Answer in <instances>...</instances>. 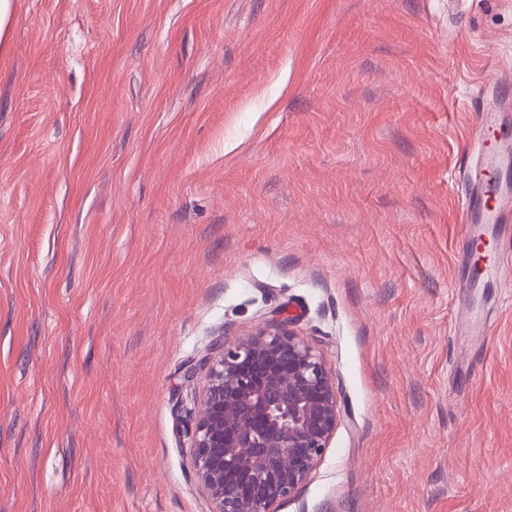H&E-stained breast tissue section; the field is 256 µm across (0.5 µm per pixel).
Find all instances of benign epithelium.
Here are the masks:
<instances>
[{"label":"benign epithelium","mask_w":512,"mask_h":512,"mask_svg":"<svg viewBox=\"0 0 512 512\" xmlns=\"http://www.w3.org/2000/svg\"><path fill=\"white\" fill-rule=\"evenodd\" d=\"M201 373L181 426L211 512H273L306 482L340 421L324 355L280 315L268 330L210 345L185 384Z\"/></svg>","instance_id":"benign-epithelium-1"}]
</instances>
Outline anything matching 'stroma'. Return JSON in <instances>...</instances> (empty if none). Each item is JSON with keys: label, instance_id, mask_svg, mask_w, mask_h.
Wrapping results in <instances>:
<instances>
[{"label": "stroma", "instance_id": "obj_1", "mask_svg": "<svg viewBox=\"0 0 512 512\" xmlns=\"http://www.w3.org/2000/svg\"><path fill=\"white\" fill-rule=\"evenodd\" d=\"M512 0H14L0 512H210L183 370L286 310L341 420L275 512H512V282L474 281Z\"/></svg>", "mask_w": 512, "mask_h": 512}]
</instances>
